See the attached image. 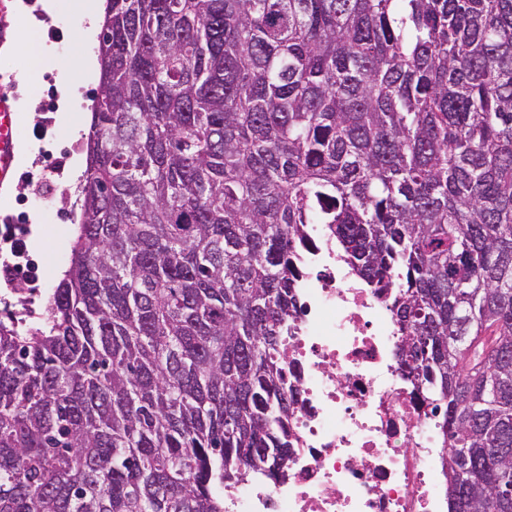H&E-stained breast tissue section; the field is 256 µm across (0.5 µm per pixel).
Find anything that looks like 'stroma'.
Listing matches in <instances>:
<instances>
[{"label":"stroma","mask_w":512,"mask_h":512,"mask_svg":"<svg viewBox=\"0 0 512 512\" xmlns=\"http://www.w3.org/2000/svg\"><path fill=\"white\" fill-rule=\"evenodd\" d=\"M47 0H0V23L9 22L17 37L0 46V73L10 74L18 116V148L28 160L17 165L13 179L0 185V209L11 206L19 212L30 233V254H47L53 277H60L71 263V247L78 213L71 210L70 189L76 188L71 166L87 156V126L90 109L99 90L98 70H85L73 54L77 36H84L91 49L99 47V28L90 26L76 9L75 0H56L47 10ZM46 51L37 72L29 70V40ZM82 104L81 111H68L61 94L62 83ZM58 170L50 190L36 181L47 165Z\"/></svg>","instance_id":"1"}]
</instances>
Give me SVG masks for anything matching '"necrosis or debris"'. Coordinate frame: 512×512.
<instances>
[{
    "label": "necrosis or debris",
    "instance_id": "1",
    "mask_svg": "<svg viewBox=\"0 0 512 512\" xmlns=\"http://www.w3.org/2000/svg\"><path fill=\"white\" fill-rule=\"evenodd\" d=\"M307 234L303 312L285 340L296 402L288 469L225 487L224 512H446L447 450L399 367L392 293L351 272L326 225ZM27 236V225H0L1 280H47L44 259L14 249Z\"/></svg>",
    "mask_w": 512,
    "mask_h": 512
}]
</instances>
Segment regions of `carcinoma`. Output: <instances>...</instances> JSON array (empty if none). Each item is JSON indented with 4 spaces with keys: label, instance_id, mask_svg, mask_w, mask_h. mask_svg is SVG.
<instances>
[{
    "label": "carcinoma",
    "instance_id": "1",
    "mask_svg": "<svg viewBox=\"0 0 512 512\" xmlns=\"http://www.w3.org/2000/svg\"><path fill=\"white\" fill-rule=\"evenodd\" d=\"M109 3L70 267L0 320V512L284 469L308 224L396 289L448 512H512V0Z\"/></svg>",
    "mask_w": 512,
    "mask_h": 512
}]
</instances>
